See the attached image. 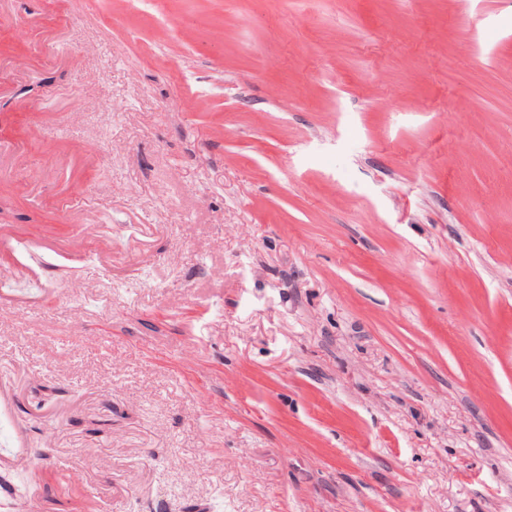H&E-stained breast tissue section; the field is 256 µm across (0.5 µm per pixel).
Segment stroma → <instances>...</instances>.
I'll return each instance as SVG.
<instances>
[{
    "label": "stroma",
    "instance_id": "stroma-1",
    "mask_svg": "<svg viewBox=\"0 0 512 512\" xmlns=\"http://www.w3.org/2000/svg\"><path fill=\"white\" fill-rule=\"evenodd\" d=\"M8 9L0 512H512V0ZM0 248H9L13 252L20 253L24 259L21 265L31 271L40 265L42 257L53 252L69 259L76 257L72 253L57 251L56 248L43 242L39 237L21 241L16 237L12 228L3 225L0 226ZM16 387L0 380V471H10L24 464L28 470L37 471L43 463L35 459L28 447L26 426L14 411Z\"/></svg>",
    "mask_w": 512,
    "mask_h": 512
}]
</instances>
